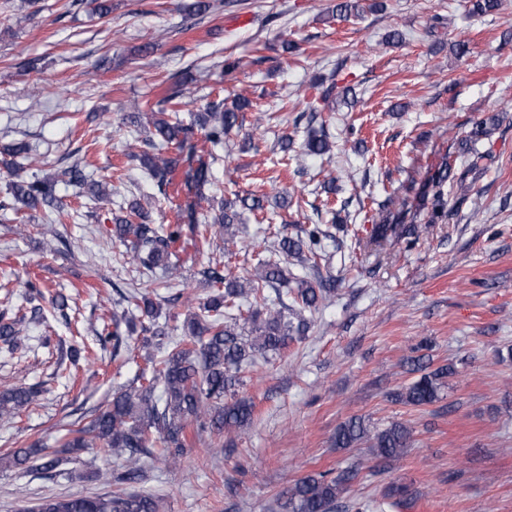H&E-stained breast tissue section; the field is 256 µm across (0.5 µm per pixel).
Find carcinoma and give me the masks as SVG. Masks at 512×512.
I'll use <instances>...</instances> for the list:
<instances>
[{
    "label": "carcinoma",
    "mask_w": 512,
    "mask_h": 512,
    "mask_svg": "<svg viewBox=\"0 0 512 512\" xmlns=\"http://www.w3.org/2000/svg\"><path fill=\"white\" fill-rule=\"evenodd\" d=\"M363 0H339L335 15L344 20L360 17L365 12L360 6ZM85 4L99 17L112 12V0H72V5ZM183 89L175 87L168 95L171 109L155 112H135L129 115L132 123L141 120L152 122L155 136L166 145L182 148L194 128L203 131L204 137L215 144L224 142L237 126L238 112L250 107V101L240 98L228 108L224 99L208 101L203 111L197 113L195 124L185 125L180 119ZM487 133V122L476 124L471 132L464 153L470 158L463 162L464 169L454 174V166L446 161L432 179L433 206L436 217L445 214L444 187L448 180L458 177L464 180L480 169L483 155L475 148L476 141ZM305 152L313 155L330 153L331 146L325 130L309 129L303 144ZM178 159L167 154L145 153L141 164L145 174L157 182L159 190L171 183ZM9 188L14 200L29 209L43 206L52 208L57 220L64 217V204L56 196L58 183L88 188V194L96 203H110L112 190L103 184L88 181L81 162L61 168L52 178H25L21 169L8 167ZM237 220L235 202L220 200L212 220L193 226L194 246L210 245L212 227L219 225L224 233V250L236 247L235 234L227 233ZM117 237L125 244L127 253L137 265L151 270L162 267L172 275L177 270L174 245L182 237V227L170 224L161 228L149 219L141 202L128 203L127 214L114 218ZM327 236L320 225L314 224L305 231V238L289 237L281 232L270 255L258 260L255 274L249 278L221 274L208 268L201 272L208 287L224 284V291L209 296L199 306V311L188 313L182 325L173 327L180 336L170 341L164 354L147 358V367L135 375L132 383L112 395L106 410L95 415L90 422L70 430L71 438L63 443L70 454L78 455L88 449L105 456L127 455L123 470L106 474L115 489L108 495L80 496L49 499L32 512H160L159 500L144 493H130L123 485L140 477L139 456L162 448L163 462L177 463L186 447V428L191 424L196 434L220 436L227 428H243L251 422L254 405L246 398L235 397L241 384V373L255 355L278 352L288 346L294 334L310 327L304 312L318 305L332 292L321 284L314 287L307 281H297L294 301L297 308L287 316L284 311L272 307L266 288L276 284H288L286 263L295 259L300 263L317 265L322 238ZM140 316L132 315L127 332L140 328L154 338L168 335L158 326V307L147 295L136 291L130 296ZM22 321H10L0 316V349L12 354L22 339ZM409 371L419 374L409 386L393 393L394 400L413 407H423L439 399L444 379L452 373L449 366L433 370L424 356L408 359ZM39 391L34 387H16L0 393V421L10 422L19 412L36 401ZM410 432L399 422L371 433L363 420L354 417L336 429L334 441L338 448H351L366 443L372 448L373 457L379 464H387L399 457L407 447ZM57 453L31 443L0 455L1 468L24 471L33 468L49 473L59 464ZM358 475V469L349 468L337 475L329 471L309 473L299 479L277 499L280 512H336L341 495L348 484Z\"/></svg>",
    "instance_id": "obj_1"
}]
</instances>
